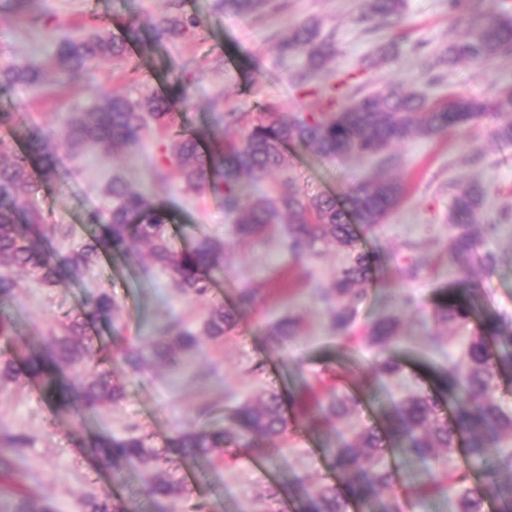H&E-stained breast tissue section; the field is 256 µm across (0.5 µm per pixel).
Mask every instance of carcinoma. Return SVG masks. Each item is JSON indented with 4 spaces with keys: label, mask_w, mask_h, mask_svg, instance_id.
Instances as JSON below:
<instances>
[{
    "label": "carcinoma",
    "mask_w": 512,
    "mask_h": 512,
    "mask_svg": "<svg viewBox=\"0 0 512 512\" xmlns=\"http://www.w3.org/2000/svg\"><path fill=\"white\" fill-rule=\"evenodd\" d=\"M403 0H365L360 19L380 27H393L401 19ZM271 0H224V7L242 16L269 9ZM146 24L153 38L162 42L198 28L195 17L187 14L158 13ZM95 26L79 35L61 39L49 56L54 77L76 82L89 73L99 59H122L127 36ZM281 57L302 55L303 67L294 81L306 85L326 71L336 59L334 35H320L314 23L297 26L277 47ZM512 53V15L478 13L465 30L448 43L446 56L452 64L459 59L489 61ZM44 83L42 68L26 64L0 66V90L16 86L35 90ZM183 96L175 87L168 95L149 94L132 100L113 93L89 109L68 113L61 136L76 152L97 146L107 152L131 151L141 133L155 127L169 134V155L177 162L185 189L209 191L221 198L224 211L233 216L234 232L242 239L265 236L271 227L288 215L284 247L296 259H304L318 247L336 246L348 253V261L327 285L315 284L314 293L325 305L330 330L342 343L357 341L377 352L372 369L363 377L367 388L394 378L401 370L386 351L400 339L402 314L395 313L374 321L363 336L350 335L358 306L365 300L367 287L376 276V262L361 251V233L373 231L397 208L404 186L380 179L354 189L345 203L332 196H307L292 181L276 185L272 193H261L245 203L247 184L273 175L288 164V149L300 147L323 157L354 155L380 157L391 146L416 134L433 137L450 130L471 127L485 109L484 103L463 95L448 99L444 106L426 105L425 99L392 82L381 90L353 98L336 112L319 115H284L266 112L256 119L239 141L213 137L204 146L192 135L172 131L171 106ZM494 109L506 118L497 136L512 141V85L496 92ZM24 146L0 138V308H8L18 298V280L13 271L22 270L46 287L61 280L77 281L102 254L122 253L141 260L132 249L137 243L150 247L153 263L172 274L180 291L204 297L216 274L224 271V244L206 235L194 237L191 244L179 247L170 233L173 219L168 210L151 195L130 189L120 177L112 178L107 193L112 206L93 212L89 222L102 226V234L80 247L62 254L41 244L34 232L66 238L70 230L63 224H46L43 214L29 205L27 194L33 186L31 165L40 166L46 177L56 172L52 136L40 126L22 133ZM486 189L472 183L455 195L448 241V276L452 286L440 291L434 304L437 324L463 325L471 315L470 283L474 265L494 269L499 257L493 252L479 254L481 243L496 236L499 227L512 218L502 209L484 224H467L468 216L484 207ZM259 302L253 290H243L238 306H210L201 330L196 331L173 320L156 335L147 336L121 353V361L137 373L151 361L166 363L176 371L189 370L200 345L199 336L217 341L235 327L240 310ZM118 306L104 291L93 301L92 311L80 314L65 324L62 335L51 334L40 351L21 359H0V388L10 382L38 379L46 400L57 415L83 426L88 425L100 406L114 403L123 388L112 383L105 372L93 373L90 362L104 350L100 337L90 333L91 322L114 314ZM300 318L288 316L272 326V335L286 339L298 334ZM461 355L440 373L439 386L448 395L450 414H445L436 396L413 391L401 397L386 417L385 431L361 427L350 432L336 448H328L337 481L319 485L308 494L304 512H347L358 502L369 512H402L397 502L386 495L402 484L418 503L442 500L451 503L453 512H484L491 500L500 502V512H512V496L504 492L498 473L512 474V409L498 395L499 379L512 371V315L489 312L478 331L459 340ZM358 406L355 396L343 393L319 403L312 416L321 420L352 417ZM31 439L24 433L0 428V472L19 474L25 465ZM170 445L182 454L214 463L213 454L226 448H240L252 458L274 460L291 452L283 396L275 391L238 404L231 422L222 430L200 426L179 430ZM86 452L103 460L113 477L121 478L129 464L149 472L148 494L154 512H169L171 501L179 496L159 456L146 437L130 430L124 436L95 433L83 444ZM84 512H134L117 499L89 496ZM0 512H56L51 499L31 504L19 501Z\"/></svg>",
    "instance_id": "obj_1"
}]
</instances>
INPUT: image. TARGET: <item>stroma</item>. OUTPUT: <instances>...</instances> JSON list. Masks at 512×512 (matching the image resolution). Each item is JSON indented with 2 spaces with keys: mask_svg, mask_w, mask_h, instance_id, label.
<instances>
[{
  "mask_svg": "<svg viewBox=\"0 0 512 512\" xmlns=\"http://www.w3.org/2000/svg\"><path fill=\"white\" fill-rule=\"evenodd\" d=\"M363 0H277L267 13L242 17L218 9L217 0H178V12L196 16L194 33L156 43L144 26L145 19L169 10L168 0H35L33 13L17 16L0 5V64L13 62L46 66L60 38L78 33L86 20L98 17L108 31L135 28L125 62L104 59L93 64L87 79L64 87L46 80L40 90L0 95V110L13 113L14 125L0 127V138L39 125L57 132L58 120L74 107L91 106L97 96L115 91L136 98L144 93H164L182 84L183 100L175 102L176 126L202 140L223 133L241 139L243 127L225 128L224 115L244 112L249 118L274 110L283 113L333 112L349 103L355 89L371 92L390 80L425 97L428 105L463 94L486 104L474 128L423 138L413 137L389 148L394 165L377 168L375 161L359 157L325 158L294 148L288 165L275 181L295 179L305 194H329L345 200L369 178L383 174L398 179L405 194L386 223L362 234L357 246L379 261L376 280L357 310L356 326L364 328L396 310L406 296L416 306L404 317V337L390 355L402 366L398 377L370 391L362 388L363 375L375 363L372 351L339 345L328 328L323 304L314 299L313 283H330L345 263L346 253L336 247L321 249L302 264H295L283 246L286 225L274 226L260 240L242 241L232 235V219L221 201L207 192L184 191L175 161L166 160V137L154 130L142 135L140 149L112 156L89 148L74 154L56 144L60 175L36 179L31 202L47 223L66 224L70 235L56 241L67 252L87 241L94 232L86 216L111 206L105 188L112 175H121L133 188L148 191L173 212L178 241L205 233L226 245L224 272L217 275L209 298L183 295L171 274L156 264H131L119 256H105L78 282L53 287L19 275L18 301L8 313L16 321L14 335L0 338V358H9L41 345L49 330L70 318L90 312L94 298L109 292L119 311L113 320L100 319L96 327L106 336L112 357L94 360L90 368L108 372L124 388L123 398L101 406L94 419L97 431L117 436L134 428L146 435L152 448L166 461L182 492L172 503L173 512H251L256 494L278 491L274 512H299L302 499L283 494L282 485L302 482L307 490L334 480L325 449L337 446L352 426L377 427L392 401L408 392H437L439 369L456 361L455 339L473 334L477 321L444 328H422L430 318L439 288L448 278V225L452 213L449 186L482 183L488 202L475 218L484 223L500 208L512 209V144L496 139L499 119L491 104L497 87L512 82V55L485 63L441 65L439 82L423 70V58H438L459 28L457 14L448 0H405L403 18L391 29L361 22ZM318 22L322 34L334 35L336 61L330 74L307 87H297L292 73L301 57L283 58L275 47L299 23ZM373 68L361 70L364 57ZM273 180V181H274ZM420 266L417 279L407 280L401 269L407 258ZM479 308L512 313V263L506 261L492 273L474 277ZM251 289L260 304L241 312L231 335L224 341L203 339L194 364L208 375L195 380L159 365L138 373L116 361L120 350L140 336L178 318L199 327L211 303L233 305L239 291ZM302 318L299 334L288 345L271 341L273 323L288 315ZM263 365L253 374L254 365ZM308 383L319 400L341 391L358 395L354 419L330 424L311 423L291 406L294 422L290 443L294 449L277 464L237 458L225 449L232 466L199 467L195 460L167 445L180 427L200 422V405L211 406L208 426L223 427L235 406L265 391L281 393L297 383ZM0 422L33 439L28 451L30 474L25 479L0 474L5 502L15 493L29 491L55 500L58 512H83V499H125L136 512H153L146 493L148 476L136 464L127 466L125 478L116 483L112 472L87 457L79 441V427L61 420L45 399L38 381L9 384L0 391Z\"/></svg>",
  "mask_w": 512,
  "mask_h": 512,
  "instance_id": "obj_1",
  "label": "stroma"
}]
</instances>
